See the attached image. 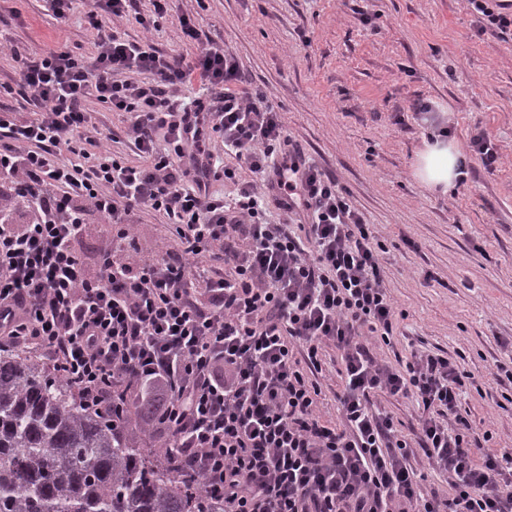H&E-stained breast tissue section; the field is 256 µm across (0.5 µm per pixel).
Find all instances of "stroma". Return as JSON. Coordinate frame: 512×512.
I'll return each mask as SVG.
<instances>
[{"mask_svg": "<svg viewBox=\"0 0 512 512\" xmlns=\"http://www.w3.org/2000/svg\"><path fill=\"white\" fill-rule=\"evenodd\" d=\"M198 42L184 41L180 17ZM146 29L118 21L125 39H146L170 57L215 46L236 56L305 156L336 178L382 246L384 286L399 333L371 349L388 365L412 351L445 354L477 381L459 412L487 452L512 448V39L477 34L465 0H167ZM96 33L80 11L55 18L43 0H0V106L29 114L13 93L12 52L90 51ZM446 112L473 173L447 195L413 177L428 136L415 99ZM486 132L494 170L472 156ZM135 241L150 255L175 246L173 227L136 217Z\"/></svg>", "mask_w": 512, "mask_h": 512, "instance_id": "1", "label": "stroma"}]
</instances>
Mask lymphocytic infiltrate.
Here are the masks:
<instances>
[{"label": "lymphocytic infiltrate", "instance_id": "obj_1", "mask_svg": "<svg viewBox=\"0 0 512 512\" xmlns=\"http://www.w3.org/2000/svg\"><path fill=\"white\" fill-rule=\"evenodd\" d=\"M467 3L477 33H512V0ZM135 6L87 0L93 52L17 60L34 111L0 108V208L23 199L30 219L0 223V348L49 354L91 410L160 389L175 473L202 480L224 512H512V448L475 459L491 434L457 415L465 372L440 354L392 368L371 353L397 325L363 214L233 55L205 47L183 63L116 36L112 21ZM91 99L129 116L137 162L102 149ZM240 165L253 178L235 198L211 191ZM272 205L299 234L268 221ZM141 209L173 226L176 250L125 248ZM90 211L119 227L94 271L75 248ZM213 258L223 269L206 268ZM329 345L343 362L335 423L316 412ZM379 393L421 408L419 445L449 493L424 491Z\"/></svg>", "mask_w": 512, "mask_h": 512}]
</instances>
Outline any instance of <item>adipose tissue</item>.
Listing matches in <instances>:
<instances>
[{
	"label": "adipose tissue",
	"mask_w": 512,
	"mask_h": 512,
	"mask_svg": "<svg viewBox=\"0 0 512 512\" xmlns=\"http://www.w3.org/2000/svg\"><path fill=\"white\" fill-rule=\"evenodd\" d=\"M461 154L453 140L433 134L418 152L413 174L418 182L431 190L448 193L457 178Z\"/></svg>",
	"instance_id": "ef3b65f1"
}]
</instances>
